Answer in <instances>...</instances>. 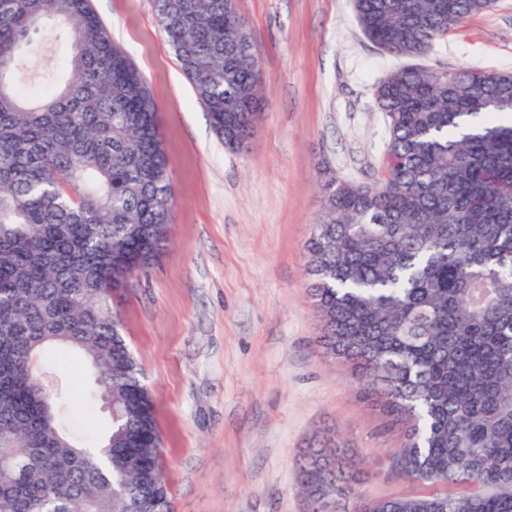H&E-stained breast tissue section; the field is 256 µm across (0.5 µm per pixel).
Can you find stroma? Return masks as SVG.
<instances>
[{
	"label": "stroma",
	"instance_id": "stroma-1",
	"mask_svg": "<svg viewBox=\"0 0 512 512\" xmlns=\"http://www.w3.org/2000/svg\"><path fill=\"white\" fill-rule=\"evenodd\" d=\"M156 103L175 208L151 267L122 294L125 336L153 395L173 512H310L296 468L336 436L367 471L364 495L414 492L387 453L402 440L319 342L307 295L305 241L322 169L373 187L389 133L374 90L398 65L365 38L353 0H236L259 51L263 95L244 152L216 135L154 14L152 0H93ZM16 76L51 88L69 44L51 37ZM423 65L512 72V0L449 30ZM74 397L77 441L111 427L93 376L72 357L55 365Z\"/></svg>",
	"mask_w": 512,
	"mask_h": 512
}]
</instances>
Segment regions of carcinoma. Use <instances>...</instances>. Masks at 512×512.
<instances>
[{"mask_svg":"<svg viewBox=\"0 0 512 512\" xmlns=\"http://www.w3.org/2000/svg\"><path fill=\"white\" fill-rule=\"evenodd\" d=\"M224 147L259 112L258 51L235 0H152ZM494 0H354L364 36L423 57ZM52 18L70 73L28 101L13 77ZM375 187L324 172L305 243L326 353L383 400L392 467L424 486L366 498L329 440L298 464L311 512H512V73L398 68ZM155 102L92 0H0V512H172L152 395L114 291L152 264L174 208ZM80 353L112 426L95 448L64 428L69 396L39 369Z\"/></svg>","mask_w":512,"mask_h":512,"instance_id":"carcinoma-1","label":"carcinoma"}]
</instances>
